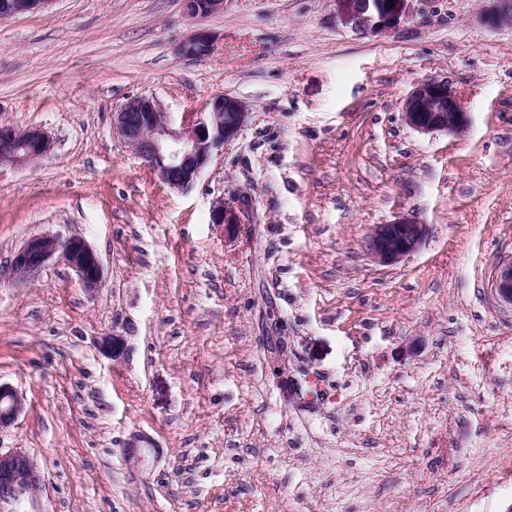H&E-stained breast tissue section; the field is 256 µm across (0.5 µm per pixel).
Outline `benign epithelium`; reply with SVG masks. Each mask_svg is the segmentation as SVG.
Here are the masks:
<instances>
[{
	"mask_svg": "<svg viewBox=\"0 0 512 512\" xmlns=\"http://www.w3.org/2000/svg\"><path fill=\"white\" fill-rule=\"evenodd\" d=\"M49 0H0V19L33 11ZM357 19L367 24L376 14L381 21L397 17L401 0H347ZM487 19L495 25L512 26V0H491ZM184 12L191 19L204 18L224 10V0H183ZM216 36L205 29L194 30L178 46L184 57L199 58L210 54ZM405 123L421 133L457 132L470 123L469 113L448 82L427 79L418 83L404 98ZM251 113L237 97L220 95L208 103L205 112H188L174 122L166 112L145 97L128 100L113 113L112 132L149 166L163 185L186 190L201 176L212 156L235 140L250 120ZM50 149L49 137L36 127L17 131L0 128V165L25 167ZM245 208L240 201L219 200L211 210V222L224 225V234L245 223ZM426 233V226L402 218L373 227L365 240L367 253L377 262L393 265L416 252ZM60 257L82 285L95 290L103 282V265L97 252L81 236L65 240L49 235L27 239L15 252L10 275L18 279L37 276L53 257ZM492 289L498 299L512 305V257L496 266ZM97 349L112 358L120 350L118 337L108 333L97 338ZM24 409V398L15 388L0 383V428L11 425ZM151 440L137 435L127 444L128 459L145 462ZM38 475L29 455L20 448L0 450V504L19 502L37 485Z\"/></svg>",
	"mask_w": 512,
	"mask_h": 512,
	"instance_id": "1",
	"label": "benign epithelium"
}]
</instances>
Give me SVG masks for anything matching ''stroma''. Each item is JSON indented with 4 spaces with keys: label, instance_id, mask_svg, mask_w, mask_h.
<instances>
[{
    "label": "stroma",
    "instance_id": "stroma-1",
    "mask_svg": "<svg viewBox=\"0 0 512 512\" xmlns=\"http://www.w3.org/2000/svg\"><path fill=\"white\" fill-rule=\"evenodd\" d=\"M486 0H404L359 26L346 0H50L0 20V125L52 146L0 166V382L25 410L0 449L40 483L18 512H512V27ZM213 53L181 57L193 30ZM447 81L467 129L420 133L402 102ZM251 114L195 184L162 185L112 133L146 97ZM249 201L233 235L220 199ZM426 225L393 265L373 225ZM98 253L6 278L34 235ZM122 339L112 359L98 336ZM147 435L135 466L124 449ZM184 12L191 19L204 18L224 10V0H184ZM492 289L500 301L512 305V257L502 259L496 266Z\"/></svg>",
    "mask_w": 512,
    "mask_h": 512
}]
</instances>
